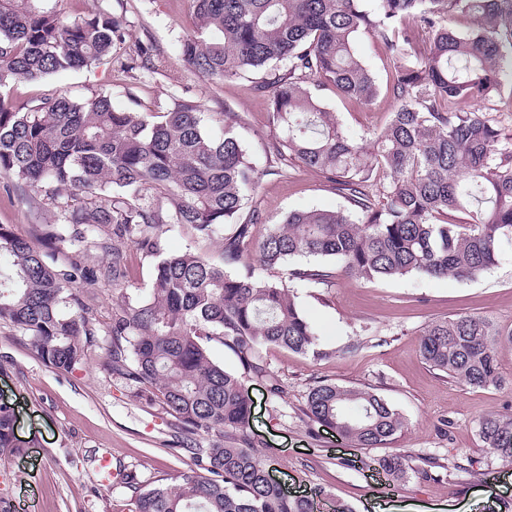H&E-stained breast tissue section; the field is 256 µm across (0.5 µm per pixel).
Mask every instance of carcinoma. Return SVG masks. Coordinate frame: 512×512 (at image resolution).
<instances>
[{"mask_svg":"<svg viewBox=\"0 0 512 512\" xmlns=\"http://www.w3.org/2000/svg\"><path fill=\"white\" fill-rule=\"evenodd\" d=\"M61 0H0V174L13 187L66 193L61 242L104 247L112 235V284L127 281L120 244L157 254L166 224L210 238L229 225L223 262L187 250L162 257L145 296L121 289L105 366L136 397L178 419L183 450L197 471L152 487L122 476L129 512H316V498L294 497L268 481L267 464L248 440L251 404L241 377L211 357L213 341L244 370L279 381L260 350L274 346L316 359L317 333L297 303L292 282L335 285L336 265L363 281L418 274L469 279L493 267L498 245L512 238V137L494 99L512 68V0H191L195 29L180 46L184 61L212 81L269 70L272 124L268 145L279 175L294 160L324 175L349 210L304 209L256 236L257 217L238 214L260 172L235 133L240 116L224 113V134L207 126L191 102L164 112H127L110 96H46L17 103L3 93L16 81L112 64L122 24L88 13L65 21ZM469 27L452 26L455 14ZM428 35L422 52L414 32ZM362 32L378 34L392 52L390 122L371 144L350 137L321 91L350 99L377 96L376 77L355 49ZM152 66L137 47L127 69ZM473 102L484 111H467ZM462 212L457 220L453 214ZM257 244L260 262L278 270L295 258H317L287 279L259 278L244 256ZM99 270L49 266L26 239L0 224V320L29 336L38 357L68 371L96 346L93 307L75 285H93ZM512 344L492 320L461 312L432 321L419 353L432 370L471 388L499 387L497 348ZM302 413L359 448H383L405 427L403 416L373 388L319 381ZM490 458L512 462V412L479 419ZM209 438L203 448L197 436ZM14 411L0 403V457L17 455ZM378 466L403 482L417 471L409 456H383Z\"/></svg>","mask_w":512,"mask_h":512,"instance_id":"obj_1","label":"carcinoma"}]
</instances>
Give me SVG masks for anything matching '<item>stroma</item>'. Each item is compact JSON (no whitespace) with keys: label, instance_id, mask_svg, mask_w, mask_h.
Listing matches in <instances>:
<instances>
[{"label":"stroma","instance_id":"obj_1","mask_svg":"<svg viewBox=\"0 0 512 512\" xmlns=\"http://www.w3.org/2000/svg\"><path fill=\"white\" fill-rule=\"evenodd\" d=\"M61 9L67 20L106 13L129 36L114 46L113 65L13 84V99L106 92L114 108L135 112H160L185 100L198 106L215 131L220 113L235 112L241 117L237 132L262 172L245 204L258 209L261 227L281 223L292 210L346 208V200L319 172L295 165L283 176L266 174V146L276 130L268 96L257 89L260 76L211 81L184 62L180 44L194 29L189 0H62ZM140 45L153 48V69L122 70L120 61L133 57ZM357 50L380 86L376 98L363 103L331 89L323 97L347 134L367 139L388 124L395 109L386 88L391 55L374 33L360 34ZM61 222L59 208L43 194L0 185V224L28 239L50 263L108 265L110 258L101 251L55 240ZM159 245V255L191 249L217 262L224 235L200 240L190 228L168 224ZM124 251L129 287L147 293L159 255L131 244ZM80 294L95 308L98 335H105L119 291L103 279L81 286ZM297 296L325 357L310 360L264 348V361L284 388L280 396L265 382L243 378L253 402L251 444L289 491L321 488L353 512H490L498 499H512V464L490 460L477 433L482 416L512 409V345L498 349L504 379L498 388L463 386L434 373L419 356L423 327L459 312L512 329V240L502 241L496 266L472 279L409 275L364 282L341 271L330 294L302 286ZM352 343L358 352H347ZM104 357L99 348L72 370L53 369L37 356L29 337L0 321V402L13 407L16 436L27 447L23 456L0 460V498L11 512H127L128 490L102 480L105 459L111 470L135 473L143 481L193 469L192 458L178 445L180 422L136 400L125 381L104 367ZM319 380L374 388L402 413L403 431L382 450L357 448L330 429L310 426L301 408ZM385 453L423 458L428 466L396 487L373 464ZM466 462L471 471H462Z\"/></svg>","mask_w":512,"mask_h":512}]
</instances>
